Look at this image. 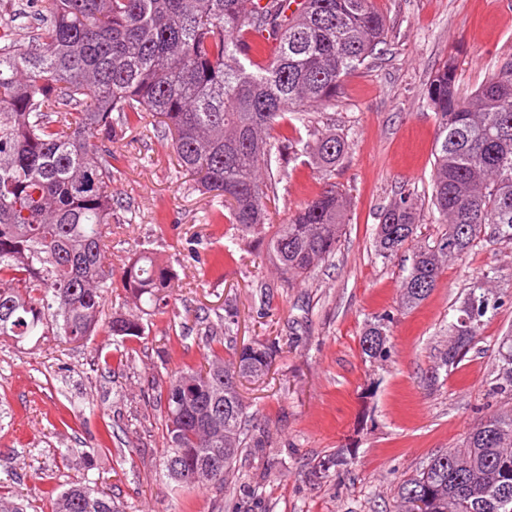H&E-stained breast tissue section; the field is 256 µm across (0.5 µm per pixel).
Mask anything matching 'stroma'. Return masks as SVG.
<instances>
[{
	"label": "stroma",
	"instance_id": "35a3bbf8",
	"mask_svg": "<svg viewBox=\"0 0 512 512\" xmlns=\"http://www.w3.org/2000/svg\"><path fill=\"white\" fill-rule=\"evenodd\" d=\"M376 7L386 20L383 55L347 77L335 101L289 114L277 128L292 144L272 157L282 219L323 187L311 132L349 143L332 177L350 200L349 222L335 254L305 280L286 284L265 242L213 216L212 194L180 172L170 135L152 119L127 127L115 146L106 262L118 273L149 251L170 263L169 305L137 338L0 337V488L29 502L28 512H51L46 490L82 477L125 512H393L402 479L506 407L493 387L499 340L512 331V245L480 242L404 310L405 263L378 257L374 238L381 208L408 190L419 195V236L440 231L426 88L452 61L458 93L468 95L512 58V0ZM491 267L506 304L458 369L435 374L449 323ZM229 305L238 310L233 346L276 339L282 347L266 377L241 385L250 429L266 445L246 449L224 484L192 488L163 468L159 395L176 372L202 362L206 333L223 336ZM383 313L392 317L391 356L370 363L360 336ZM337 454L346 464L319 474V460Z\"/></svg>",
	"mask_w": 512,
	"mask_h": 512
}]
</instances>
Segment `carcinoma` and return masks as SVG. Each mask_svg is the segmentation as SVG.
Wrapping results in <instances>:
<instances>
[{
  "label": "carcinoma",
  "mask_w": 512,
  "mask_h": 512,
  "mask_svg": "<svg viewBox=\"0 0 512 512\" xmlns=\"http://www.w3.org/2000/svg\"><path fill=\"white\" fill-rule=\"evenodd\" d=\"M33 35L22 44L0 21V336H55L80 343L107 329L124 339L146 323L117 311L104 317L112 269L104 254L112 223V144L131 117L158 119L178 164L245 235L267 239L285 282L308 277L336 251L349 207L330 182L349 144L314 134L311 157L322 192L271 236L268 186L274 136L286 114L326 105L347 75L383 43L374 0H35ZM266 32L275 50L250 40ZM427 102L438 123L431 201L444 232L418 241L413 193L378 214L375 247L389 259L409 251L399 304L412 309L437 287L448 264L489 239L512 245V58L470 96H457L456 68L433 76ZM490 269L448 325L435 370L456 368L485 320L505 305ZM173 270L150 252L121 275L135 303L167 306ZM388 319L360 337L363 355L389 359ZM205 364L180 371L163 404L167 476L187 475L219 453L222 485L245 448L247 405L233 378L266 375L278 353L255 342L224 357L207 340ZM495 390L512 396V335L498 343ZM51 512H122L103 490L74 479L52 490ZM397 512H512V410L494 413L454 448L397 487Z\"/></svg>",
  "instance_id": "carcinoma-1"
}]
</instances>
